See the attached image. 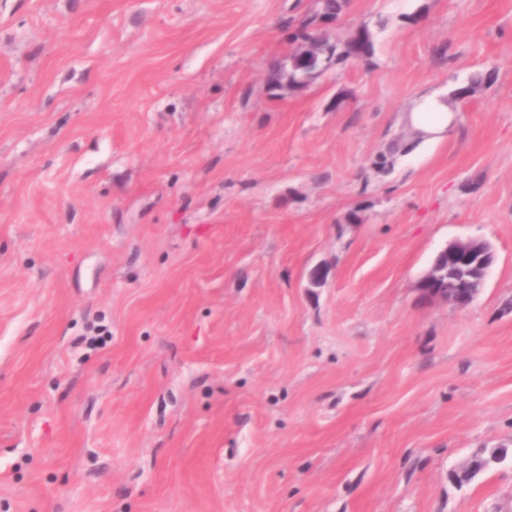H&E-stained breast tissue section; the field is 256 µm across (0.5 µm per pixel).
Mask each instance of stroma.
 Listing matches in <instances>:
<instances>
[{
    "mask_svg": "<svg viewBox=\"0 0 512 512\" xmlns=\"http://www.w3.org/2000/svg\"><path fill=\"white\" fill-rule=\"evenodd\" d=\"M318 8L0 0V512H512V0H348L370 64L269 90ZM294 52L288 54V66L283 59H275L269 66L267 74V83L271 90H279L285 86H294L293 72L290 66L289 57ZM408 122L416 129L418 135L427 140L436 139L443 134L453 120L448 106L435 97L423 98L415 112L406 115ZM462 258L472 261V273L468 288H455L449 276L448 260ZM447 260V262H446ZM495 261L491 247L480 240L456 241L448 245L436 257L431 270L420 280L418 291L428 301L443 300L463 308L470 305L478 294L486 276ZM444 282L440 288H421Z\"/></svg>",
    "mask_w": 512,
    "mask_h": 512,
    "instance_id": "1",
    "label": "stroma"
}]
</instances>
